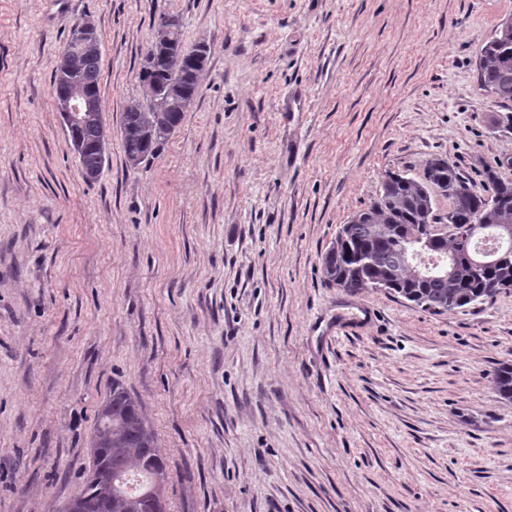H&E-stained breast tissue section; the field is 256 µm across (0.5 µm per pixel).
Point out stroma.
<instances>
[{"label": "stroma", "mask_w": 512, "mask_h": 512, "mask_svg": "<svg viewBox=\"0 0 512 512\" xmlns=\"http://www.w3.org/2000/svg\"><path fill=\"white\" fill-rule=\"evenodd\" d=\"M210 46L149 164L122 145L160 15ZM512 0H0V512L78 496L113 382L168 512H512V291L423 311L329 285L384 174L512 179L479 51ZM92 21L111 135L86 182L51 98ZM493 390L503 400L512 401V362L498 363L491 373Z\"/></svg>", "instance_id": "stroma-1"}]
</instances>
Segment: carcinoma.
Instances as JSON below:
<instances>
[{
    "label": "carcinoma",
    "instance_id": "obj_1",
    "mask_svg": "<svg viewBox=\"0 0 512 512\" xmlns=\"http://www.w3.org/2000/svg\"><path fill=\"white\" fill-rule=\"evenodd\" d=\"M479 85L503 104L512 102V28L499 27L479 52ZM101 53L92 48L73 61L74 76L100 95ZM185 57H174L148 77L156 82L178 84L183 98L192 103L201 80L193 77ZM181 112H143L128 107L123 112L121 133L128 163L149 162L168 140L170 126L182 122ZM105 123L97 114L77 130L85 144L79 162L84 170L101 166V141ZM492 192H478L469 178L448 158L434 156L423 166V177L390 172L377 198L342 226L336 242L322 257L327 283L350 293L380 284L384 289L424 311L439 314L469 308L512 290V240H498L496 260L487 267L474 263L478 241L465 234L468 224H482L493 230L512 226V179L499 176L489 167L483 171ZM450 200L448 212H434L433 192ZM440 224L447 227L438 240L437 251L452 265V274L417 276L403 262L404 249ZM493 390L512 401V362L504 361L491 373ZM92 464L82 492L67 505L77 512H163L167 508L166 488L170 479L167 460L157 449L141 401L122 385L112 384V393L97 412L90 438ZM112 473V483L97 479L98 469Z\"/></svg>",
    "mask_w": 512,
    "mask_h": 512
}]
</instances>
